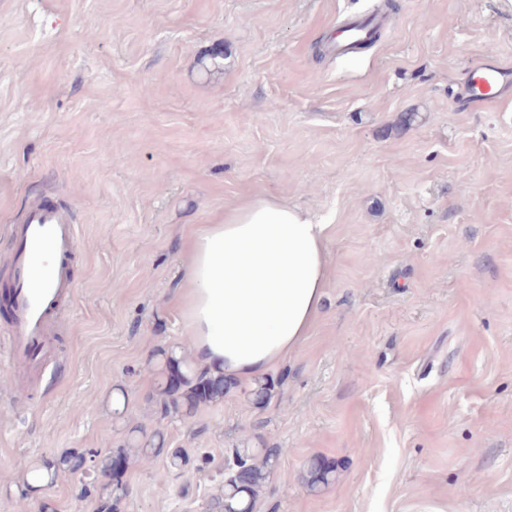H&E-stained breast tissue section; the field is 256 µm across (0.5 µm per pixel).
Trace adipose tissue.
Listing matches in <instances>:
<instances>
[{
	"instance_id": "ef3b65f1",
	"label": "adipose tissue",
	"mask_w": 512,
	"mask_h": 512,
	"mask_svg": "<svg viewBox=\"0 0 512 512\" xmlns=\"http://www.w3.org/2000/svg\"><path fill=\"white\" fill-rule=\"evenodd\" d=\"M327 240L308 212L265 197L201 228L179 295L198 367L251 381L287 358L321 310Z\"/></svg>"
}]
</instances>
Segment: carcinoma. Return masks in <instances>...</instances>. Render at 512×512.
<instances>
[{"label":"carcinoma","instance_id":"carcinoma-1","mask_svg":"<svg viewBox=\"0 0 512 512\" xmlns=\"http://www.w3.org/2000/svg\"><path fill=\"white\" fill-rule=\"evenodd\" d=\"M163 362L158 371V383L154 392L147 395L155 413L166 418L190 417L202 404L216 403L224 399L232 382L222 374H213L192 367L175 353L161 352ZM274 385L269 379L257 380L251 388L244 390L248 399L256 406H264L273 396ZM166 455L169 466L180 469L188 463V455L182 449L166 448V438L160 429L148 434L138 430L129 438L127 446L103 457L95 468L112 481V487L99 494L97 512H125L129 489L123 482L125 464L137 458L141 464H149L161 455ZM281 455L279 448H236L230 470L241 471L240 480H231L220 487L206 503V512H253L259 492L266 484L272 468ZM85 463V454H70L57 461L42 460L27 471L26 486L30 490L44 485H53L59 471L80 470ZM309 486L316 489L329 483L332 467L324 459L314 458L308 465Z\"/></svg>","mask_w":512,"mask_h":512}]
</instances>
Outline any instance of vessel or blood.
<instances>
[{"label":"vessel or blood","mask_w":512,"mask_h":512,"mask_svg":"<svg viewBox=\"0 0 512 512\" xmlns=\"http://www.w3.org/2000/svg\"><path fill=\"white\" fill-rule=\"evenodd\" d=\"M377 22L372 18L349 21L333 49L351 53L369 38ZM512 77L496 67L483 68L473 77L471 96L492 102L498 99ZM14 254L10 271L14 286L9 294L12 320L0 340V360L16 374L19 390L30 387L32 374L42 372L54 352L52 324L73 296L65 269L77 250V226L62 207L35 206L24 223L14 225Z\"/></svg>","instance_id":"obj_1"}]
</instances>
